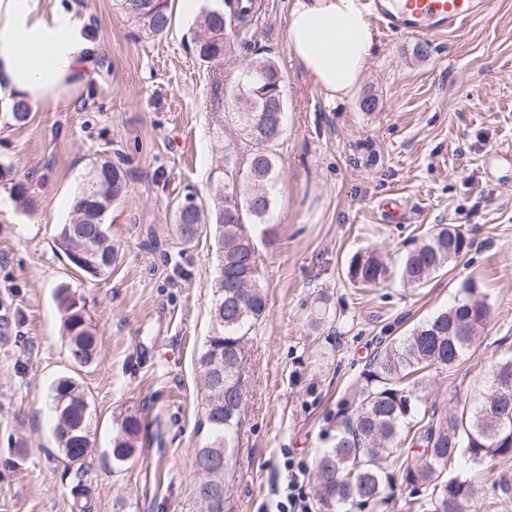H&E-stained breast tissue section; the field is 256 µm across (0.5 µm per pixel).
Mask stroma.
Masks as SVG:
<instances>
[{
  "mask_svg": "<svg viewBox=\"0 0 512 512\" xmlns=\"http://www.w3.org/2000/svg\"><path fill=\"white\" fill-rule=\"evenodd\" d=\"M40 11L82 20L92 76L61 105L35 103L22 127L0 126V167L29 179L34 212L17 210L0 181V512H275L285 458L311 467L357 404L360 373L380 336H396L445 309L465 283L490 308L480 338L453 370L431 372L429 402L448 410L471 397L512 354V169L488 155L512 148V0H487L461 31L417 38L378 31L354 97L329 102L292 58L288 0H263L246 57L220 69L189 50L195 19L175 13L164 38L133 37L116 0H37ZM271 57L284 80L285 132L271 243L260 246L268 306L248 344L246 406L224 471V502L196 490L198 358L211 331L217 253L209 232L183 243L176 203L210 205L212 176L235 155L214 131L247 60ZM375 105L361 107L365 97ZM121 163L128 188L107 216L119 256L110 274L75 270L55 243L69 201L99 159ZM399 198L402 217L379 205ZM453 225L471 240L465 259L421 285L398 274L406 251ZM372 251L390 277L352 285L350 258ZM84 304L101 341L97 361L68 358L56 289ZM339 316L310 324L320 298ZM75 377L94 445L83 464L58 448L53 382ZM138 412L135 454L113 466L114 421ZM512 512V461L487 470L473 512Z\"/></svg>",
  "mask_w": 512,
  "mask_h": 512,
  "instance_id": "1",
  "label": "stroma"
}]
</instances>
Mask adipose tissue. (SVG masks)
Listing matches in <instances>:
<instances>
[{"mask_svg": "<svg viewBox=\"0 0 512 512\" xmlns=\"http://www.w3.org/2000/svg\"><path fill=\"white\" fill-rule=\"evenodd\" d=\"M375 43L364 0H289V49L325 100L352 97ZM89 49L72 13L0 0V99L58 103L88 79Z\"/></svg>", "mask_w": 512, "mask_h": 512, "instance_id": "adipose-tissue-1", "label": "adipose tissue"}]
</instances>
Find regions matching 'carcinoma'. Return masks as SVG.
I'll use <instances>...</instances> for the list:
<instances>
[{
	"mask_svg": "<svg viewBox=\"0 0 512 512\" xmlns=\"http://www.w3.org/2000/svg\"><path fill=\"white\" fill-rule=\"evenodd\" d=\"M118 2L138 34L161 38L172 25V0ZM235 2L228 14L218 6L197 18L199 31L189 50L201 62L220 65L234 52L238 36L249 34L254 0L246 5L242 0ZM233 105L234 112L217 120L216 128L224 133L227 126H233L244 151L224 167V195L207 213L198 203L190 212L180 203L174 211L176 232L183 242H191L201 225L210 224L219 251L212 328L198 360L204 391L199 429L204 439L195 453L199 495L215 503L224 500V471L211 469L202 460H228L233 453L241 422L249 334L268 304L260 280L258 242L273 237L270 217L278 177L276 147L283 129L269 128L268 141L263 142L254 131L253 118L264 111L272 118V110L284 106L281 75L272 59L253 60L243 69ZM30 110L29 102L21 97L0 102V124L24 126ZM126 186L120 165L103 161L92 165L72 199L73 221L102 225L90 244L91 256L86 258L90 265L86 274L92 277L107 274L118 258L104 221L112 204L126 193ZM9 194L22 211H34L35 201L24 182L11 183ZM55 241L71 257L76 241L69 238L67 225H59ZM470 247L458 229L442 227L408 250L400 266L401 278L411 285L420 284L457 265ZM390 275L387 264L373 254L353 256L346 269L354 286H376ZM462 293L447 309L378 346L364 365L355 413L344 421L333 446L314 458L313 495L318 512H352L366 504L376 509L387 499V489L398 481L421 489L428 512H471L482 466L512 458V387L501 385L504 380L512 383V357L494 364L483 390L458 402L454 411L443 414L434 404L424 405L421 384L427 373L451 370L462 363L489 317L476 283L465 284ZM56 298L64 313L69 359L87 365L101 351L99 336L68 286L60 285ZM50 399L59 447L69 462H78L92 444L88 399L70 376L56 380ZM142 430L138 414L121 416L112 438L115 465L134 454ZM406 439L418 451L404 453L400 446Z\"/></svg>",
	"mask_w": 512,
	"mask_h": 512,
	"instance_id": "cac0c4a2",
	"label": "carcinoma"
}]
</instances>
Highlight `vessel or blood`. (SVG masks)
I'll list each match as a JSON object with an SVG mask.
<instances>
[{
	"instance_id": "obj_1",
	"label": "vessel or blood",
	"mask_w": 512,
	"mask_h": 512,
	"mask_svg": "<svg viewBox=\"0 0 512 512\" xmlns=\"http://www.w3.org/2000/svg\"><path fill=\"white\" fill-rule=\"evenodd\" d=\"M481 10L482 0H402L395 9L374 0L372 19L388 31L425 37L458 31Z\"/></svg>"
}]
</instances>
